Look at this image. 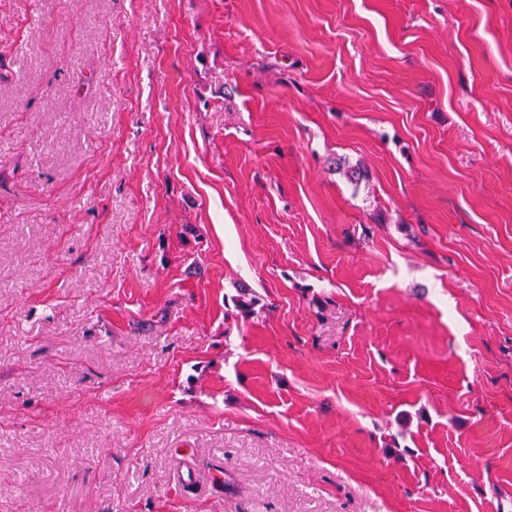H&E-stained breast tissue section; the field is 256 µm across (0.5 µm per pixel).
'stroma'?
I'll return each instance as SVG.
<instances>
[{"instance_id":"obj_1","label":"stroma","mask_w":512,"mask_h":512,"mask_svg":"<svg viewBox=\"0 0 512 512\" xmlns=\"http://www.w3.org/2000/svg\"><path fill=\"white\" fill-rule=\"evenodd\" d=\"M510 459L512 0H0V512H512Z\"/></svg>"}]
</instances>
